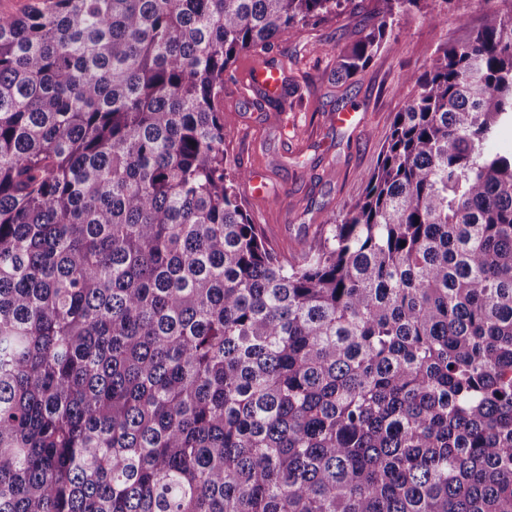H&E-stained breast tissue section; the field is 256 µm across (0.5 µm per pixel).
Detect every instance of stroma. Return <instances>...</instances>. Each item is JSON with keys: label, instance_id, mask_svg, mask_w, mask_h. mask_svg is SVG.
<instances>
[{"label": "stroma", "instance_id": "1", "mask_svg": "<svg viewBox=\"0 0 512 512\" xmlns=\"http://www.w3.org/2000/svg\"><path fill=\"white\" fill-rule=\"evenodd\" d=\"M375 8L376 0H353L349 10L332 19L282 35L272 50L243 55L224 78L227 152L243 166L263 168L267 176L263 198H251L245 182L239 192L269 244L283 256H299L322 224L362 196L361 176L375 168L390 122L408 93L402 75L429 61L440 42L467 35L453 21L441 29L415 14L401 15L400 35L370 67L336 82V50L375 22ZM262 60L284 66L296 89L292 108L263 107L245 90L246 67ZM347 111L355 114L354 126L337 125L335 114Z\"/></svg>", "mask_w": 512, "mask_h": 512}]
</instances>
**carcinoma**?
I'll return each instance as SVG.
<instances>
[{"instance_id": "1", "label": "carcinoma", "mask_w": 512, "mask_h": 512, "mask_svg": "<svg viewBox=\"0 0 512 512\" xmlns=\"http://www.w3.org/2000/svg\"><path fill=\"white\" fill-rule=\"evenodd\" d=\"M350 2L0 14V512H512V0L299 260L239 194L224 76Z\"/></svg>"}]
</instances>
